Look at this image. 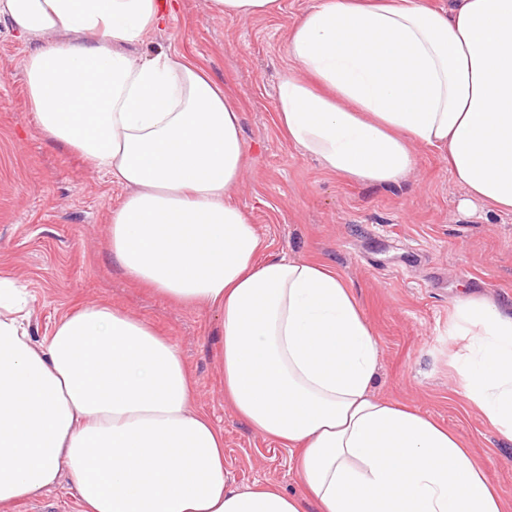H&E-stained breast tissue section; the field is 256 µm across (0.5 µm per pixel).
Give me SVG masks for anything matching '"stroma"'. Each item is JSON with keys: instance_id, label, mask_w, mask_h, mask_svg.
Masks as SVG:
<instances>
[{"instance_id": "obj_1", "label": "stroma", "mask_w": 512, "mask_h": 512, "mask_svg": "<svg viewBox=\"0 0 512 512\" xmlns=\"http://www.w3.org/2000/svg\"><path fill=\"white\" fill-rule=\"evenodd\" d=\"M178 2L141 49L196 60L241 112L248 171L235 202L269 253L325 262L348 280L377 334L375 394L456 431L512 512V442L469 407L453 367L469 342L454 326L459 298L512 314V213L460 210L462 185L427 147L416 148L407 178L377 187L323 172L288 142L275 122V86L288 27L315 0H283L280 14L248 20L215 14L211 0ZM38 46L0 21V270L27 288L33 336L49 335L87 299L129 310L180 350L199 407L224 430L235 486L269 480L300 493L290 449L255 434L224 399L215 313L183 308L114 263L104 231L124 189L38 128L24 82Z\"/></svg>"}]
</instances>
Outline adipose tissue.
<instances>
[{
	"label": "adipose tissue",
	"mask_w": 512,
	"mask_h": 512,
	"mask_svg": "<svg viewBox=\"0 0 512 512\" xmlns=\"http://www.w3.org/2000/svg\"><path fill=\"white\" fill-rule=\"evenodd\" d=\"M173 0H0L43 39L24 66L40 131L127 190L108 244L133 282L217 314L224 398L291 448L302 491L234 487L180 351L88 300L34 339L0 274V512L69 479L80 512H504L459 434L373 391L379 346L327 264L268 254L233 193L241 115L202 67L134 54ZM276 124L328 174L374 186L437 150L463 209L512 212V0H315L289 27ZM462 394L512 440V315L457 306Z\"/></svg>",
	"instance_id": "ef3b65f1"
}]
</instances>
